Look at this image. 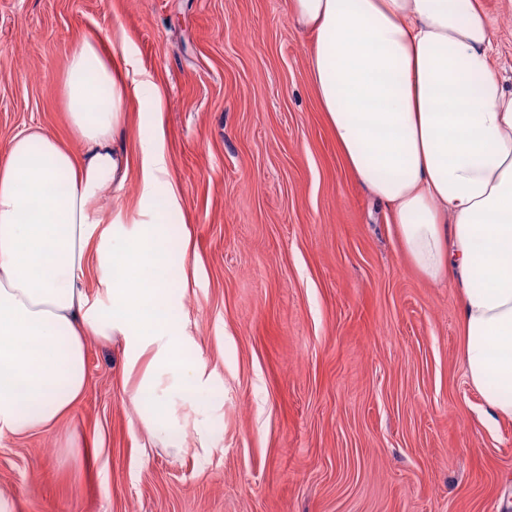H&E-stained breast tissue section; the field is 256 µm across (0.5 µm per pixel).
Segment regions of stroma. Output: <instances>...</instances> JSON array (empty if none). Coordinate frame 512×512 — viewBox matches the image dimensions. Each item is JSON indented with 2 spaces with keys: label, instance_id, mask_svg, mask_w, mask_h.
<instances>
[{
  "label": "stroma",
  "instance_id": "1",
  "mask_svg": "<svg viewBox=\"0 0 512 512\" xmlns=\"http://www.w3.org/2000/svg\"><path fill=\"white\" fill-rule=\"evenodd\" d=\"M477 2L511 84L512 0ZM288 3L0 0V152L34 125L80 152L59 88L81 40L162 85L174 315L222 401L178 406L182 452L150 443L120 342L88 339L72 411L0 435L11 512H512V420L467 381L457 290L348 171Z\"/></svg>",
  "mask_w": 512,
  "mask_h": 512
}]
</instances>
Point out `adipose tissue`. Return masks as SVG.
<instances>
[{"instance_id": "1", "label": "adipose tissue", "mask_w": 512, "mask_h": 512, "mask_svg": "<svg viewBox=\"0 0 512 512\" xmlns=\"http://www.w3.org/2000/svg\"><path fill=\"white\" fill-rule=\"evenodd\" d=\"M290 11L313 36L312 83L347 168L415 269L455 284L466 377L492 416L512 419V88L494 71L489 17L476 0H290ZM61 94L80 153L32 129L0 160V434L56 425L86 390L87 338L118 337L142 430L178 450L175 405L205 412L218 397L172 316L165 92L83 40ZM133 98L149 119L133 161L143 219L127 228L102 192L133 163L114 146Z\"/></svg>"}]
</instances>
